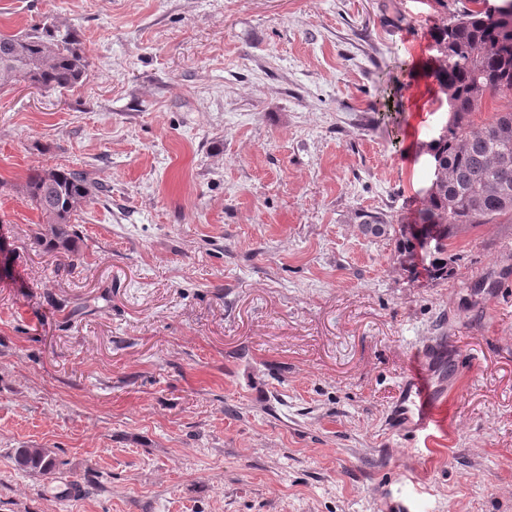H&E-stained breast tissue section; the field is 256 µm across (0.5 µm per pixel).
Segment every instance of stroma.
I'll use <instances>...</instances> for the list:
<instances>
[{
	"label": "stroma",
	"instance_id": "stroma-1",
	"mask_svg": "<svg viewBox=\"0 0 512 512\" xmlns=\"http://www.w3.org/2000/svg\"><path fill=\"white\" fill-rule=\"evenodd\" d=\"M435 0H0L88 79L0 91V512H512V219L409 278L360 211L416 209L448 114ZM86 170L81 257L16 193ZM446 344V425L389 428ZM52 449L50 477L15 449ZM83 495L64 500V484Z\"/></svg>",
	"mask_w": 512,
	"mask_h": 512
}]
</instances>
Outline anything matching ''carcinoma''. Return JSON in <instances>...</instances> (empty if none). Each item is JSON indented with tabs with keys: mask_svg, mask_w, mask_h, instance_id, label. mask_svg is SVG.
Here are the masks:
<instances>
[{
	"mask_svg": "<svg viewBox=\"0 0 512 512\" xmlns=\"http://www.w3.org/2000/svg\"><path fill=\"white\" fill-rule=\"evenodd\" d=\"M448 13V0H436L442 12L431 32L436 53L427 65L448 105V120L426 144L439 165L435 182L422 196L420 229L413 231L393 214L359 213L361 230L390 236L400 264L412 271L417 249L427 243L426 271L433 281L455 275L451 241L460 233L512 216V0H464ZM77 32L35 24L17 34L0 33V90L27 83L62 91L89 76ZM507 103L479 120L486 96ZM21 191L46 222L33 242L47 250L74 255L81 241L78 218L98 192L83 170L51 167L31 172ZM16 465L50 476L58 467L49 448H18Z\"/></svg>",
	"mask_w": 512,
	"mask_h": 512,
	"instance_id": "obj_1",
	"label": "carcinoma"
}]
</instances>
